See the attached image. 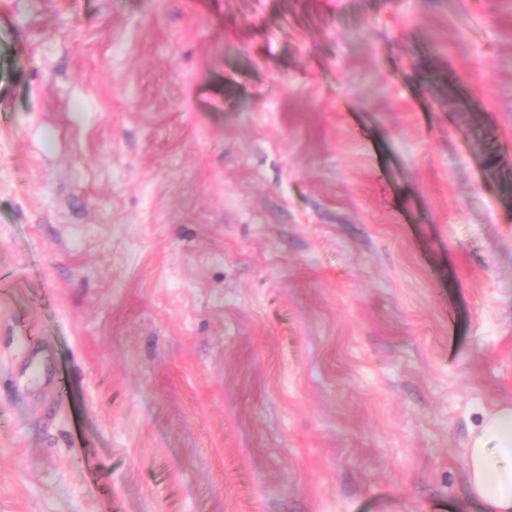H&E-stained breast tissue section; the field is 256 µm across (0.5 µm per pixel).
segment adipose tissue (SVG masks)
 I'll return each mask as SVG.
<instances>
[{"instance_id": "ef3b65f1", "label": "adipose tissue", "mask_w": 512, "mask_h": 512, "mask_svg": "<svg viewBox=\"0 0 512 512\" xmlns=\"http://www.w3.org/2000/svg\"><path fill=\"white\" fill-rule=\"evenodd\" d=\"M465 468L488 512H512V407L486 414L472 431Z\"/></svg>"}]
</instances>
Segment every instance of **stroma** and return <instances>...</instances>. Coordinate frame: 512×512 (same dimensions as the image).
<instances>
[{
    "mask_svg": "<svg viewBox=\"0 0 512 512\" xmlns=\"http://www.w3.org/2000/svg\"><path fill=\"white\" fill-rule=\"evenodd\" d=\"M512 405V0H0V512H483ZM465 468L471 490L488 505L487 512L512 511V407L486 414L471 432Z\"/></svg>",
    "mask_w": 512,
    "mask_h": 512,
    "instance_id": "1",
    "label": "stroma"
}]
</instances>
